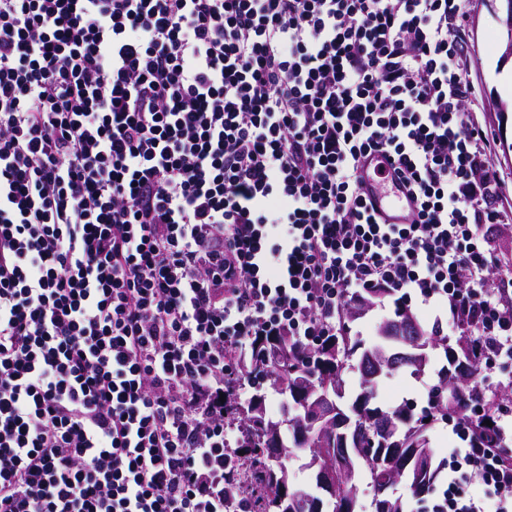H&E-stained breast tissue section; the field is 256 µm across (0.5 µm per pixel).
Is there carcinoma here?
<instances>
[{"mask_svg": "<svg viewBox=\"0 0 512 512\" xmlns=\"http://www.w3.org/2000/svg\"><path fill=\"white\" fill-rule=\"evenodd\" d=\"M352 303L351 299L344 303L336 335L320 345L304 349L289 342L286 336H274L255 343L249 350L248 359L241 363L252 387L261 390L262 399L271 388L288 396V402L292 403L297 401L293 391L296 380L320 386L334 377L339 415L345 419L353 418V426L342 429L347 438L336 437V454L341 457L336 462V471L340 479L336 489L324 498L291 485L286 460L298 450L294 439L277 449L280 465L269 466L270 449L263 447L257 421L240 411L236 396L228 395L227 420L239 427V440L236 451L224 457V487L231 495L242 483H248L252 512H324L326 506L331 507L330 512H347L346 503L356 499L354 476L360 465L366 467L376 492L372 512H404L402 499L387 494V490L400 481L415 497L427 496L434 490L439 473L432 465L434 453L427 432L437 422L448 419V415H460L466 386L452 385L448 381V371H443L439 385L429 392L427 406L415 419L412 410L405 405L389 409L377 405V383L370 384L362 377L360 392L349 406L351 414H346L342 403L344 374L351 364L361 369L359 355L365 349L358 337L350 335L346 321ZM472 341L471 336H461L457 340L458 350L451 351L453 361L468 369L476 368L472 359ZM499 406L497 401L489 400L480 415H460V424L487 434L490 426L484 421L492 419ZM388 414L399 420L395 436H386L378 428V418Z\"/></svg>", "mask_w": 512, "mask_h": 512, "instance_id": "obj_1", "label": "carcinoma"}]
</instances>
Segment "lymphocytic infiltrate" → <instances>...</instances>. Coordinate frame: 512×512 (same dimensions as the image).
Masks as SVG:
<instances>
[{"mask_svg":"<svg viewBox=\"0 0 512 512\" xmlns=\"http://www.w3.org/2000/svg\"><path fill=\"white\" fill-rule=\"evenodd\" d=\"M467 28L463 0H0V512H246L242 352L316 345L361 290L512 363ZM373 155L406 223L359 191ZM453 432L430 512H512V455Z\"/></svg>","mask_w":512,"mask_h":512,"instance_id":"obj_1","label":"lymphocytic infiltrate"}]
</instances>
